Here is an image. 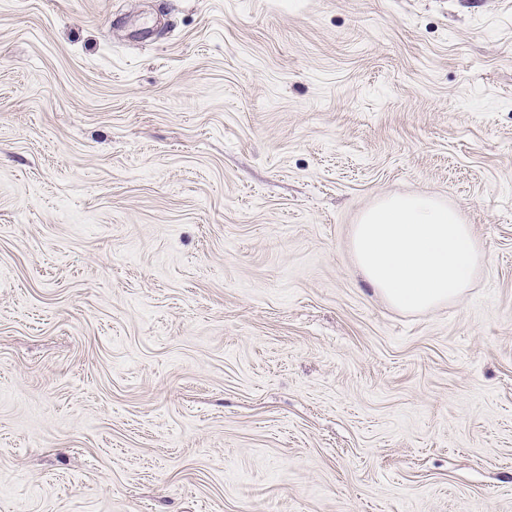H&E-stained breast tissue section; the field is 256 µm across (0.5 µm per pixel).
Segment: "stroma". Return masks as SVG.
<instances>
[{
    "instance_id": "obj_1",
    "label": "stroma",
    "mask_w": 512,
    "mask_h": 512,
    "mask_svg": "<svg viewBox=\"0 0 512 512\" xmlns=\"http://www.w3.org/2000/svg\"><path fill=\"white\" fill-rule=\"evenodd\" d=\"M0 512H512V0H0Z\"/></svg>"
}]
</instances>
